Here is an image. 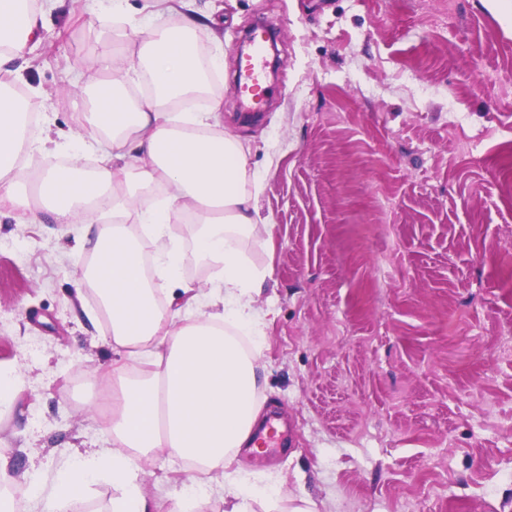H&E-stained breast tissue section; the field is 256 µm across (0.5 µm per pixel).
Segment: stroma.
I'll return each instance as SVG.
<instances>
[{
    "label": "stroma",
    "mask_w": 512,
    "mask_h": 512,
    "mask_svg": "<svg viewBox=\"0 0 512 512\" xmlns=\"http://www.w3.org/2000/svg\"><path fill=\"white\" fill-rule=\"evenodd\" d=\"M209 16L224 129L249 147L271 233L244 250L268 270L263 414L288 451L238 461L316 512H512V7L503 0H185ZM111 0L43 10L22 72L53 126L78 127L75 80L92 77ZM275 27L278 77L265 111L235 85L252 23ZM89 249L55 224L0 219V362L24 381L0 419L19 472L108 439L89 402L112 360L105 322L77 292ZM183 462L144 465L149 495Z\"/></svg>",
    "instance_id": "stroma-1"
}]
</instances>
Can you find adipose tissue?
Instances as JSON below:
<instances>
[{"label": "adipose tissue", "mask_w": 512, "mask_h": 512, "mask_svg": "<svg viewBox=\"0 0 512 512\" xmlns=\"http://www.w3.org/2000/svg\"><path fill=\"white\" fill-rule=\"evenodd\" d=\"M170 3L145 0L132 15L125 0H112L126 48L103 49L97 77L80 87L88 109L77 123L98 134V165L89 171L79 164L83 145L70 135L35 136L29 128L45 99L38 90L21 91L14 62L39 40L41 4L0 0V216L72 225L81 240H93L95 260L77 283L95 292L111 321L114 359L101 374L112 404L110 438L64 456L51 484L34 488L35 501L52 512H74L99 482L115 491L111 512H157L142 487L143 465L164 454L194 470L171 493L169 512H200L215 497L225 512L276 501L274 487L235 465L262 409L258 351L240 338H261L253 294L265 274L242 244L273 220L257 208L263 182L249 166V150L225 131L221 103L211 95L220 60H199L201 18L155 22ZM144 74L153 93L130 104L126 86ZM203 94L204 110L172 111V104ZM153 186L163 198L134 207L137 191ZM186 220L211 271L203 288L182 277L183 243L174 227ZM146 241L153 246L148 255Z\"/></svg>", "instance_id": "adipose-tissue-1"}]
</instances>
